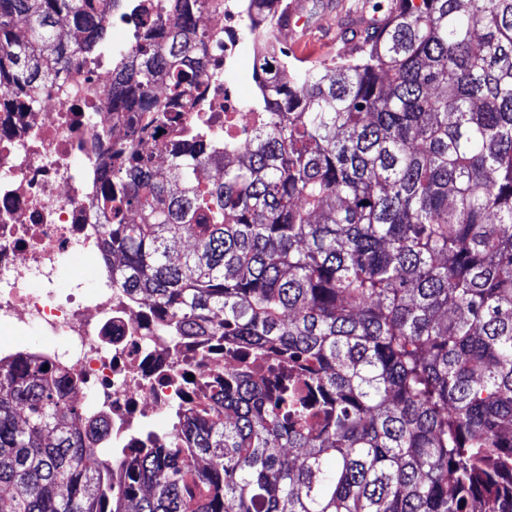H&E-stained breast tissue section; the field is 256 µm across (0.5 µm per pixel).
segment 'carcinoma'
<instances>
[{"mask_svg": "<svg viewBox=\"0 0 512 512\" xmlns=\"http://www.w3.org/2000/svg\"><path fill=\"white\" fill-rule=\"evenodd\" d=\"M169 4L118 47L124 0H0V86L33 104L112 56L108 108L141 131L96 201L112 282L243 364L118 479L69 377L0 368V512H512V0H377L355 52L309 65L288 0H239L255 125L192 127L161 167L218 41L208 0Z\"/></svg>", "mask_w": 512, "mask_h": 512, "instance_id": "cac0c4a2", "label": "carcinoma"}]
</instances>
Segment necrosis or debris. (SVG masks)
<instances>
[{"label": "necrosis or debris", "instance_id": "1", "mask_svg": "<svg viewBox=\"0 0 512 512\" xmlns=\"http://www.w3.org/2000/svg\"><path fill=\"white\" fill-rule=\"evenodd\" d=\"M200 25L221 32L223 42L200 48L191 115L218 125L228 116L250 123L235 87L240 12L206 10ZM111 86V68L85 58L39 93L35 111L0 123V325L57 339L41 354L76 380L66 399L84 419V438L134 448L135 422L185 407L232 358L195 337L159 331L147 304L112 284V259L93 210L104 158L129 136L131 115L113 121L106 110ZM92 105L103 110L101 125L87 119ZM73 253L94 267L97 284L89 292L75 284L62 299L58 271Z\"/></svg>", "mask_w": 512, "mask_h": 512}]
</instances>
